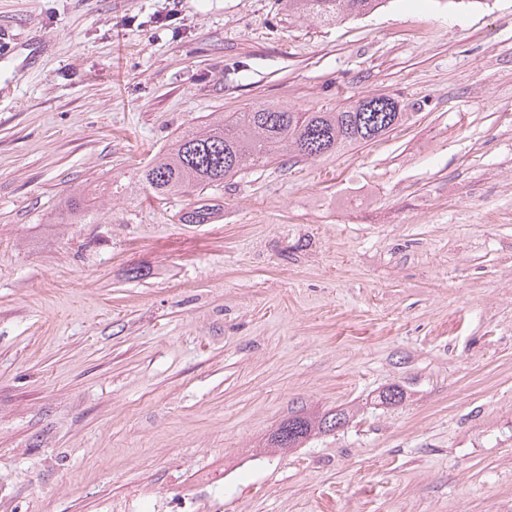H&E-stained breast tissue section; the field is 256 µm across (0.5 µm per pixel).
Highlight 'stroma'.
<instances>
[{"label":"stroma","instance_id":"1","mask_svg":"<svg viewBox=\"0 0 512 512\" xmlns=\"http://www.w3.org/2000/svg\"><path fill=\"white\" fill-rule=\"evenodd\" d=\"M0 35V512H512V0H0ZM365 94L409 119L199 195L135 178L219 114ZM387 0H285L288 12L299 19L321 22L364 16L378 10ZM216 214L214 206L195 204L181 211L179 222L182 224H211ZM336 418L342 421L340 427L349 422V413L345 410L328 411L314 416L296 413L282 422L267 440V448H296L313 436L336 430Z\"/></svg>","mask_w":512,"mask_h":512}]
</instances>
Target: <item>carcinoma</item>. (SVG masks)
<instances>
[{
  "instance_id": "1",
  "label": "carcinoma",
  "mask_w": 512,
  "mask_h": 512,
  "mask_svg": "<svg viewBox=\"0 0 512 512\" xmlns=\"http://www.w3.org/2000/svg\"><path fill=\"white\" fill-rule=\"evenodd\" d=\"M288 12L299 19L321 22L364 16L387 0H285ZM408 119L396 98L363 95L326 111H305L273 102L244 112H232L202 128L185 132L173 147L144 166L139 182L156 196L186 194L220 187L245 170L279 163L329 158L382 138ZM68 219L81 224L90 210L87 198L74 195L64 202ZM216 209L207 204L187 206L182 224H210ZM349 422L344 410L314 416L297 413L282 422L267 447L297 448L313 436L336 430V421Z\"/></svg>"
}]
</instances>
